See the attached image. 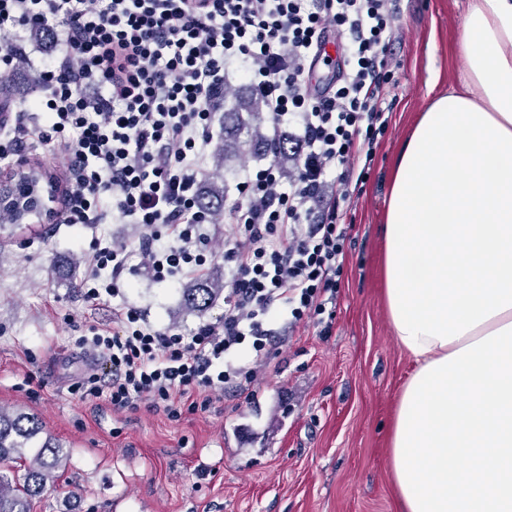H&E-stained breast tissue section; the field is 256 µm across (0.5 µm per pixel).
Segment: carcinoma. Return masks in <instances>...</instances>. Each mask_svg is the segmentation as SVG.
<instances>
[{
    "mask_svg": "<svg viewBox=\"0 0 512 512\" xmlns=\"http://www.w3.org/2000/svg\"><path fill=\"white\" fill-rule=\"evenodd\" d=\"M262 105L252 93H240L231 109L223 115L224 140L217 143L214 154L222 162L228 153L252 157L272 156L273 161L288 167L297 155L298 146L288 137L269 140L257 124ZM224 185L210 181L199 194L197 207L214 217L224 214ZM220 284L213 278L200 276L182 289L185 308L197 315L205 313L215 302ZM42 424L20 409L0 410V463L11 459H29L24 481L16 482L0 470V512H31L32 500L41 495L47 484L64 468L66 456L62 444L47 436L32 456H27L29 443L42 433Z\"/></svg>",
    "mask_w": 512,
    "mask_h": 512,
    "instance_id": "obj_1",
    "label": "carcinoma"
}]
</instances>
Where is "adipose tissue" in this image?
<instances>
[{
	"label": "adipose tissue",
	"instance_id": "obj_1",
	"mask_svg": "<svg viewBox=\"0 0 512 512\" xmlns=\"http://www.w3.org/2000/svg\"><path fill=\"white\" fill-rule=\"evenodd\" d=\"M461 92L404 138L384 222L388 319L417 367L391 432L402 512H512V0H471Z\"/></svg>",
	"mask_w": 512,
	"mask_h": 512
}]
</instances>
